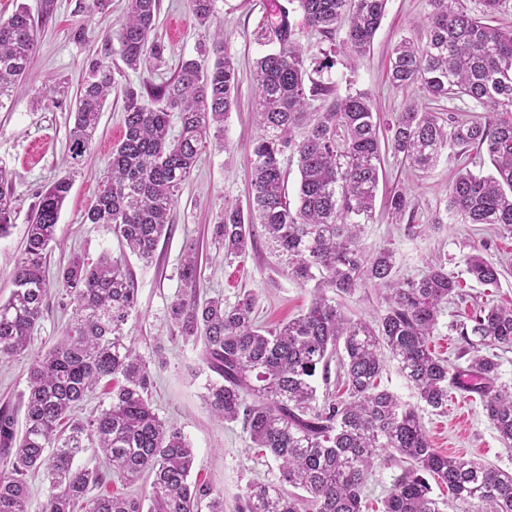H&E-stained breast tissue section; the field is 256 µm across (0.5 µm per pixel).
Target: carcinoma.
<instances>
[{"mask_svg":"<svg viewBox=\"0 0 512 512\" xmlns=\"http://www.w3.org/2000/svg\"><path fill=\"white\" fill-rule=\"evenodd\" d=\"M111 2L78 0V7L105 17ZM216 2L188 0L206 31ZM386 6L387 0H273L256 33L273 49L254 66L261 133L250 158L252 195L246 210L224 205L211 239L225 255L238 257L253 226L261 225L288 273L312 284L307 310L265 330L255 323L256 299L249 292L233 303L222 297L198 303L201 266L192 243L182 256L180 290L167 307L179 336L203 340L204 365L216 375L204 395L211 414L242 421L252 447L277 463L279 481L247 484L239 512H361L373 469L390 457L405 467L383 512H442L431 496L432 480L473 512H512V471L439 453L419 414L423 407H447L448 383H458L479 396L485 417L512 447V383L499 381L494 353L512 348V307L485 305L459 326L470 353L465 374L430 348L442 305L459 295L460 280L442 263L397 279L393 249L367 258L360 248L362 226L374 217L384 147L423 172L450 148L485 153L491 172L459 171L448 186L445 214L435 213L432 223L448 216L460 224H495L512 237V28L485 23L462 0H426L425 40L404 38L392 47L391 85L403 93L418 86L435 102L467 97L486 116L436 112L409 99L384 119L368 93L342 95L334 83L311 78L291 14L300 12L307 28L326 38L346 23L343 48L364 54ZM158 12L159 0H127L119 48L88 63L69 131L74 162L89 149L125 70L162 62ZM36 48L26 8L0 21V108L22 87ZM145 89L158 106L141 104L135 90L125 89L124 136L112 147L85 222L109 225L120 245L147 264L171 228V212L200 150L212 137L224 146L238 72L223 35L214 33L212 49L200 44L198 56L182 60L171 79ZM319 99L328 102L322 111L311 107ZM287 157L296 160L300 175L295 206L285 187ZM71 176L67 171L40 195L14 266V289L0 301V358L30 354L24 430L16 432L13 414L0 409V512H28V477L40 471L48 479L41 512H224L223 491L191 480V444L152 408V361L133 338L138 301L126 255L104 253L94 262L75 256L54 278L46 275ZM386 204L392 216L414 221L416 204L406 192L391 191ZM12 215L11 193L1 188L0 237L9 234ZM464 263L470 279L499 281L497 264L480 252L467 254ZM369 286L385 288L384 314L373 321L346 317L336 298ZM53 289L69 298L72 318L56 344L33 353L34 331ZM335 355L339 389L320 399L317 371H328ZM387 355L418 405L380 387ZM101 387L108 405L74 416ZM88 451L98 463L75 464ZM144 474L151 477L144 497L94 493L114 479L128 484ZM286 484L304 494L286 491Z\"/></svg>","mask_w":512,"mask_h":512,"instance_id":"cac0c4a2","label":"carcinoma"}]
</instances>
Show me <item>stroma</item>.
Wrapping results in <instances>:
<instances>
[{
  "label": "stroma",
  "instance_id": "stroma-1",
  "mask_svg": "<svg viewBox=\"0 0 512 512\" xmlns=\"http://www.w3.org/2000/svg\"><path fill=\"white\" fill-rule=\"evenodd\" d=\"M77 0H56L50 17H43L41 0H0V20L8 19L18 6H26L34 18L37 51L21 90L0 108V169L5 170L13 197V225L0 238V299L14 288L12 273L24 247L28 221L41 190L63 173L62 159L68 151L73 125L71 108L81 87L85 69L104 47L106 36L115 35L122 0H113L112 12L103 18L76 10ZM271 6V0H217V22L224 29V43L234 55L239 78L235 105L224 119L226 151L214 145L202 148L196 166L183 184L174 209V228L161 238L152 263L128 257L127 267L137 289L140 318L134 334L141 353H161L154 369L152 407L163 420L174 424L195 451L193 472L224 492V512H237L238 496L252 481L274 482L279 477L276 462L252 448L241 423L222 422L207 409L203 395L209 372L202 354V342H183L167 320V307L180 288L179 267L186 243H195L202 265L199 299L224 297L235 302L250 292L256 297V323L272 328L305 310L310 290L288 275L273 254L262 233H255L244 256L225 258L215 252L210 230L225 203L247 207L251 197L250 145L259 130L253 121L256 89L253 68L266 53L255 33ZM425 0H388L386 13L370 51L351 60L336 54L325 69L339 91L357 89L372 95L379 112L400 111L405 98L425 101L423 90L400 92L388 83L389 52L404 38L422 39L425 31ZM83 30L75 40V30ZM204 31L199 28L186 0H160L157 35L165 44L160 68L126 71L120 90L114 91L101 115L92 143L76 174L61 211L56 236L58 246L49 250L48 273H55L73 257L96 260L102 253L119 255L121 248L111 229L88 224L84 215L93 205L99 178L123 135V93L125 87L141 88L143 82L168 80L181 59L195 56ZM382 174L375 201V216L366 224L360 239L365 256L384 248L394 249L396 275H418L428 262L441 261L448 272L459 276L460 299L444 305L432 345L439 357L466 367L467 345L450 323L465 319L478 306L512 303V238L500 237L487 224H445L432 228L430 222L442 209L448 184L461 161L455 151L445 152L434 168L421 172L391 152L382 154ZM406 189L417 204L415 223L393 222L386 209L392 189ZM481 249L505 269L498 285L484 286L465 273L463 259L472 249ZM71 307L61 292H52L34 333L33 350L51 346L67 324ZM24 357L0 361V407L9 406L16 424H23L20 407L27 389ZM422 422L438 452L460 455L487 465L512 471V447H506L486 419L478 395L450 389L445 412L422 411Z\"/></svg>",
  "mask_w": 512,
  "mask_h": 512
}]
</instances>
